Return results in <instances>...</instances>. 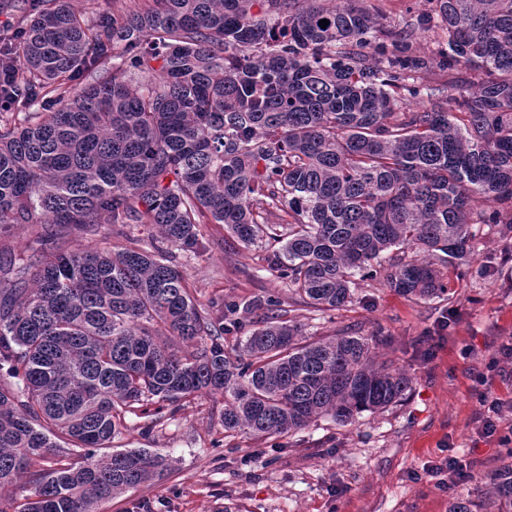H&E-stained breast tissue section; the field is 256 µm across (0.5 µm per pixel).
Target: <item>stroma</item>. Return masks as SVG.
Masks as SVG:
<instances>
[{
	"mask_svg": "<svg viewBox=\"0 0 512 512\" xmlns=\"http://www.w3.org/2000/svg\"><path fill=\"white\" fill-rule=\"evenodd\" d=\"M385 24L418 51L434 54L439 37L419 29L424 0H365ZM47 232L58 249L78 252L110 239L150 249L152 230L128 224L79 231L55 224ZM206 250L179 251L175 262L199 303L216 298L243 302L237 319L251 326L269 296L290 305L310 336L340 331L383 337L379 359L393 361L412 379L404 400L387 410L361 413L348 425L331 417L295 436L274 440L224 434V400L199 394L143 432L128 417L119 439L128 448L165 455V477L102 503L98 512H448V500L466 492L486 497L482 482L442 486L430 466L449 457L491 475L511 454L482 438L472 418L479 408L475 377L501 343L512 340V237L497 224L481 225L472 265L451 270L450 298L411 300L376 278H357L352 303L321 312L293 300L286 283L266 272L263 243L243 246L220 224H205Z\"/></svg>",
	"mask_w": 512,
	"mask_h": 512,
	"instance_id": "1",
	"label": "stroma"
}]
</instances>
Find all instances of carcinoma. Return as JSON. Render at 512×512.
<instances>
[{"instance_id":"cac0c4a2","label":"carcinoma","mask_w":512,"mask_h":512,"mask_svg":"<svg viewBox=\"0 0 512 512\" xmlns=\"http://www.w3.org/2000/svg\"><path fill=\"white\" fill-rule=\"evenodd\" d=\"M266 2L273 27L253 0H152L97 18L20 0L0 112L30 113L0 119V224H147L162 246L35 262L28 246L0 261V512H96L161 479L159 454L96 451L127 415L199 393L224 398L225 434L267 439L322 416L350 424L410 389L377 337H310L272 297L225 348L240 304L201 308L172 260L206 249L200 225L245 246L267 238L265 271L320 311L348 306L367 269L403 297L438 298L442 269L469 263L474 225L512 232V0H427L424 31L445 39L434 55L354 0ZM436 69L453 112L420 82ZM130 71L144 74L137 90ZM409 99L419 110L400 111ZM284 210L288 222L269 223ZM60 437L80 460L36 473L16 504ZM490 480L489 499L512 512V461Z\"/></svg>"}]
</instances>
